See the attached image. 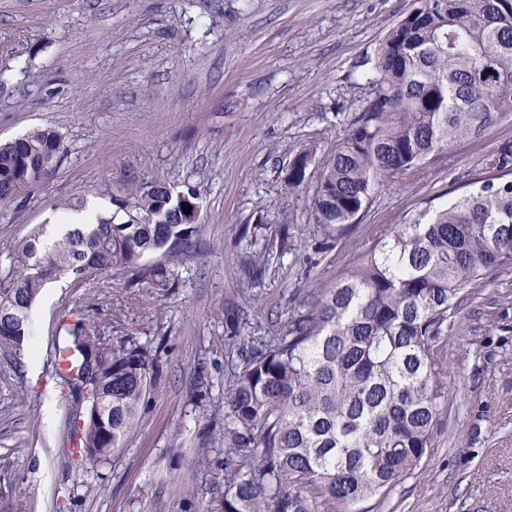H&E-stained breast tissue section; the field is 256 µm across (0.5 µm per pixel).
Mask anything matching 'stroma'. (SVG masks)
I'll return each mask as SVG.
<instances>
[{"mask_svg":"<svg viewBox=\"0 0 512 512\" xmlns=\"http://www.w3.org/2000/svg\"><path fill=\"white\" fill-rule=\"evenodd\" d=\"M415 0H0V142L51 128L63 153L40 184L0 204V278L15 243L79 200L111 217L129 182L200 197V246L182 283L55 284L33 304L20 354L0 350V512H210L224 494V379L231 310L244 335L287 327L300 298L331 286L380 231L440 206L512 140V122L379 190L324 252L310 222L322 162L365 93V62ZM315 147L310 186L283 178ZM268 227L265 284L250 287L242 228ZM85 314L113 343L164 338L165 377L126 447L95 467L72 460L71 399L54 370V328ZM439 353L444 426L416 471L365 512H512V266L493 270ZM209 380L195 394L197 367Z\"/></svg>","mask_w":512,"mask_h":512,"instance_id":"stroma-1","label":"stroma"}]
</instances>
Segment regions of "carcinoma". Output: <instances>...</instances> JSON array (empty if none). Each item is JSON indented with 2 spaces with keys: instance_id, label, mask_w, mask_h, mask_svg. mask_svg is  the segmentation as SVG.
<instances>
[{
  "instance_id": "carcinoma-1",
  "label": "carcinoma",
  "mask_w": 512,
  "mask_h": 512,
  "mask_svg": "<svg viewBox=\"0 0 512 512\" xmlns=\"http://www.w3.org/2000/svg\"><path fill=\"white\" fill-rule=\"evenodd\" d=\"M366 93L316 181L311 223L321 244L342 236L386 183L452 157L493 125L512 121V0H417L379 42ZM62 150L51 128L0 143V203L42 179ZM302 150L284 178L308 183ZM479 187L384 231L328 288L310 293L280 336L238 337L241 362L225 379L224 496L219 512H356L387 494L434 447L448 406L441 336L487 274L512 264V141L483 162ZM163 181L131 185L125 219L78 224L51 244L37 229L14 246L0 279V349L23 346L46 284L97 280L112 289L180 285L178 260L201 224ZM261 224L241 237L267 253ZM157 254L159 260L148 262ZM58 372L76 399L67 439L100 465L126 445L139 406L161 378L164 351L118 346L80 313L55 328ZM99 403L103 415L91 408Z\"/></svg>"
}]
</instances>
